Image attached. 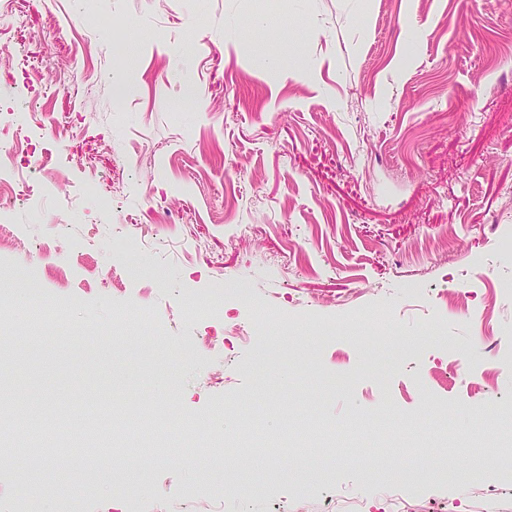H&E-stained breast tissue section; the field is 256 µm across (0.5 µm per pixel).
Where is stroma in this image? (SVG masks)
<instances>
[{
  "instance_id": "35a3bbf8",
  "label": "stroma",
  "mask_w": 512,
  "mask_h": 512,
  "mask_svg": "<svg viewBox=\"0 0 512 512\" xmlns=\"http://www.w3.org/2000/svg\"><path fill=\"white\" fill-rule=\"evenodd\" d=\"M0 52V140L26 123L43 162L0 202V292L41 289L60 334L80 336L39 352L29 323L0 337V414L46 433L90 408L187 417L184 445L231 460L225 432L279 443L251 472L177 454L116 472L141 490L128 512L238 487L250 512L292 494L305 512L333 495L391 512L387 487L512 512V474L468 475L466 453L512 440L466 436L460 417L512 418V365L478 366L480 337L512 344V0H14ZM8 96L40 122L9 116ZM89 178L93 201L67 216ZM140 238L159 246L120 258ZM235 281L248 300L225 296ZM252 316L269 332L205 347ZM442 405L441 459L417 480L380 463L294 467L324 428L414 452V425ZM24 444L20 428L0 445V512L20 510L10 460Z\"/></svg>"
}]
</instances>
